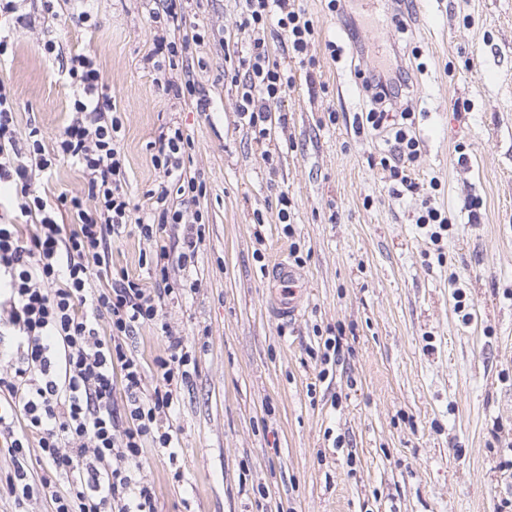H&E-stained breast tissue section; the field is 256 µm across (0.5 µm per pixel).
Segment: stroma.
Returning a JSON list of instances; mask_svg holds the SVG:
<instances>
[{"label":"stroma","instance_id":"1","mask_svg":"<svg viewBox=\"0 0 512 512\" xmlns=\"http://www.w3.org/2000/svg\"><path fill=\"white\" fill-rule=\"evenodd\" d=\"M297 3L317 26L316 66L310 79L297 72L276 106L287 121L271 135L269 162L239 122L224 59L235 0H190L186 10L204 35L205 112L167 97L144 68L149 0H91L89 27L23 0L37 29L17 30L0 67L18 131L40 126L51 148L72 119V91L58 61L42 56L40 31L64 57L96 61L122 116L128 192L141 209L160 180L152 142L175 123L195 142L186 172L206 188L205 239L173 272L186 292L163 320L196 372L170 412L175 452L144 450L155 512H512V0H415L403 30L387 0H341L335 12L325 0ZM351 11L368 20L364 66L397 42L424 64L408 101L419 194L396 195L379 164L382 138L354 123L366 97L343 27ZM429 191L450 220L439 242L417 222ZM152 249L131 233L113 242L112 266L155 288L144 263ZM278 261L293 264L304 290L293 321L274 308ZM332 337L340 355L325 365ZM167 346L152 325L126 340L146 392L162 383Z\"/></svg>","mask_w":512,"mask_h":512}]
</instances>
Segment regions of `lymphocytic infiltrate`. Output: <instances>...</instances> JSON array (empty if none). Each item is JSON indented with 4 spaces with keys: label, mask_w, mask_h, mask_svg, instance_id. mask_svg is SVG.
<instances>
[{
    "label": "lymphocytic infiltrate",
    "mask_w": 512,
    "mask_h": 512,
    "mask_svg": "<svg viewBox=\"0 0 512 512\" xmlns=\"http://www.w3.org/2000/svg\"><path fill=\"white\" fill-rule=\"evenodd\" d=\"M152 2L151 18L160 28L145 62L155 83L172 98L207 111L210 100L193 55L203 36L186 26L188 0ZM237 2L243 44L225 46L224 55L238 59L231 82L240 90L239 115L263 141L271 137L274 105L293 84L267 33L276 31L281 55L302 65L317 29L291 0ZM403 57L398 50L373 68L357 70L370 106L355 121L371 131H390L380 165L411 193L417 185L407 169L419 158V141L402 102L410 83ZM63 77L72 90L73 118L50 151L39 127L18 134L12 95L0 83V184L14 189L9 213L0 212V323L13 329L15 341L14 347H0V446L14 460L7 489L19 507L33 499L27 459L35 444L70 484L67 494L53 496L54 512H154V493L137 478L142 448L148 441L171 446L173 436L162 423L174 385L190 381L195 359L180 337L168 335V354L158 362L163 384L148 394L142 367L124 344L139 326L161 322L162 301L175 292L171 271L192 263L202 244L204 217L186 214L184 206L205 187L185 170L193 139L169 126L152 155L162 179L149 193V212H140L126 190L123 121L99 68L91 57L76 55ZM62 160L82 172V189L56 196L37 192L36 179L51 175ZM64 215L72 224L61 223ZM183 223L188 229L176 253L162 235ZM131 226L153 246L157 292L112 270V242ZM103 319L105 335L99 329ZM118 369L127 406L122 414L114 403Z\"/></svg>",
    "instance_id": "1"
}]
</instances>
